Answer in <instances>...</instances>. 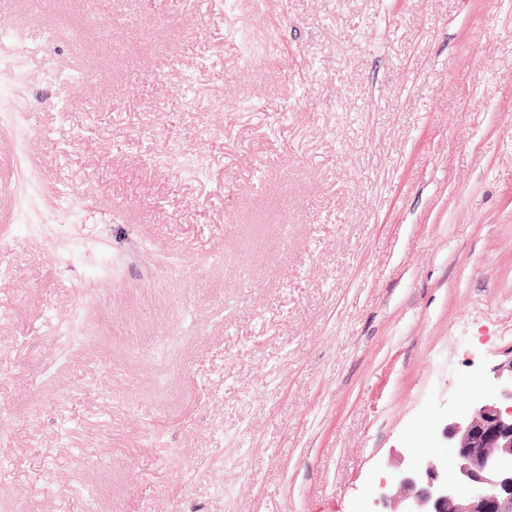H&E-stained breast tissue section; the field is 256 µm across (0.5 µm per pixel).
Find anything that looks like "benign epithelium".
<instances>
[{
  "mask_svg": "<svg viewBox=\"0 0 512 512\" xmlns=\"http://www.w3.org/2000/svg\"><path fill=\"white\" fill-rule=\"evenodd\" d=\"M494 391L453 418L438 448H413L394 494L396 512H512V361L494 371Z\"/></svg>",
  "mask_w": 512,
  "mask_h": 512,
  "instance_id": "7a95c632",
  "label": "benign epithelium"
}]
</instances>
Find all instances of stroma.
Instances as JSON below:
<instances>
[{
    "label": "stroma",
    "instance_id": "stroma-1",
    "mask_svg": "<svg viewBox=\"0 0 512 512\" xmlns=\"http://www.w3.org/2000/svg\"><path fill=\"white\" fill-rule=\"evenodd\" d=\"M0 165V512H392L512 360V0H0Z\"/></svg>",
    "mask_w": 512,
    "mask_h": 512
}]
</instances>
